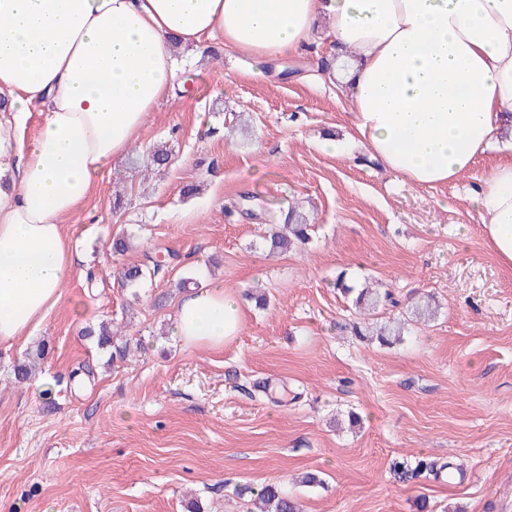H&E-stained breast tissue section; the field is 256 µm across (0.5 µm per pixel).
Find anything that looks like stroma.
<instances>
[{"label":"stroma","mask_w":512,"mask_h":512,"mask_svg":"<svg viewBox=\"0 0 512 512\" xmlns=\"http://www.w3.org/2000/svg\"><path fill=\"white\" fill-rule=\"evenodd\" d=\"M173 54L183 91L141 137L170 148L168 166L112 160L64 219L78 254L60 303L0 346V512H253L268 484L303 512H512V270L472 200L493 157L418 187L364 148L324 151L350 129L325 43L268 65L218 37ZM294 205L309 243L267 255L263 235ZM126 264L145 269L137 286H122ZM340 276L384 283L395 303L380 316L406 319L403 343L352 335ZM184 279L244 298L224 347L173 336ZM256 285L267 308L245 298ZM424 296L436 318L410 321ZM103 320L132 338L125 360L84 337ZM306 472L321 485L296 484Z\"/></svg>","instance_id":"35a3bbf8"}]
</instances>
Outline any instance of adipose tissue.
<instances>
[{
  "instance_id": "ef3b65f1",
  "label": "adipose tissue",
  "mask_w": 512,
  "mask_h": 512,
  "mask_svg": "<svg viewBox=\"0 0 512 512\" xmlns=\"http://www.w3.org/2000/svg\"><path fill=\"white\" fill-rule=\"evenodd\" d=\"M263 62L325 41L345 63L351 142L396 178L450 184L497 161L473 195L512 267V0H0V346L31 336L75 267L62 219L174 97L172 41ZM44 109L33 144L18 129ZM244 308L210 285L180 301L174 333L220 347Z\"/></svg>"
}]
</instances>
